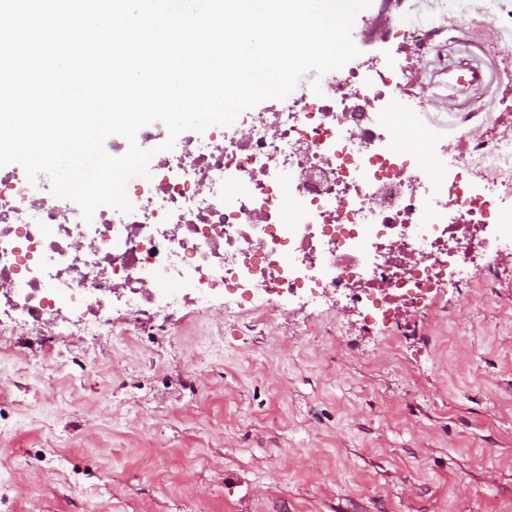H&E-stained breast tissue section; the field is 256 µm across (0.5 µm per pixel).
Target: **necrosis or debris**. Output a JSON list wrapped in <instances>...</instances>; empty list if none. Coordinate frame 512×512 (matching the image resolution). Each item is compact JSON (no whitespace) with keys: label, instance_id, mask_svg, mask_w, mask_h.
<instances>
[{"label":"necrosis or debris","instance_id":"obj_1","mask_svg":"<svg viewBox=\"0 0 512 512\" xmlns=\"http://www.w3.org/2000/svg\"><path fill=\"white\" fill-rule=\"evenodd\" d=\"M398 83L391 70L350 67L297 87L269 108L243 111L209 135L146 126L149 177L126 189L124 213L56 197L47 174L0 170V305L15 326L55 328L59 306L91 339L122 292L127 326L160 308L161 288L195 296L223 286L231 302L268 313L284 298L336 297L383 326L395 298L428 299L443 278L497 267L512 225V138L472 150L461 171L422 168L416 152L384 147L373 113Z\"/></svg>","mask_w":512,"mask_h":512}]
</instances>
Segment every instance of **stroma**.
Masks as SVG:
<instances>
[{"label":"stroma","mask_w":512,"mask_h":512,"mask_svg":"<svg viewBox=\"0 0 512 512\" xmlns=\"http://www.w3.org/2000/svg\"><path fill=\"white\" fill-rule=\"evenodd\" d=\"M421 41L362 48L402 76L399 122L422 157L512 136V44L460 28L433 0ZM480 65L483 85L451 79ZM398 335L360 311L284 302L270 316L159 311L127 348L99 337L85 371L76 332L0 334V512H512V249L423 308L396 303ZM54 354L33 374L28 360Z\"/></svg>","instance_id":"1"}]
</instances>
